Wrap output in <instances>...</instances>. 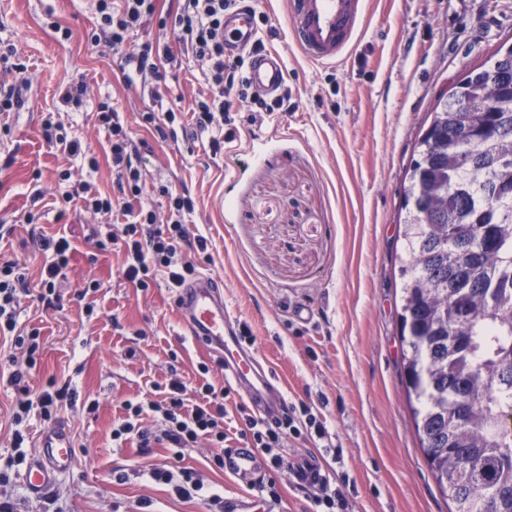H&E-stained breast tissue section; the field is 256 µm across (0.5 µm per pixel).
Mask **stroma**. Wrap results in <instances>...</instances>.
Returning a JSON list of instances; mask_svg holds the SVG:
<instances>
[{"label":"stroma","instance_id":"35a3bbf8","mask_svg":"<svg viewBox=\"0 0 512 512\" xmlns=\"http://www.w3.org/2000/svg\"><path fill=\"white\" fill-rule=\"evenodd\" d=\"M267 24L257 27L267 49L286 65L289 112L234 111L235 138L213 156L207 137L186 128L160 141L141 115L154 101L141 82L127 83L120 55L90 46L92 0H0V43L12 44L27 65L22 110L0 132V258L24 264L29 291L20 323L40 330L44 352L29 385L74 379L95 412L62 409L74 440L71 471L50 489L64 512H213L204 499L183 500L171 486L142 476L143 466L168 465L163 445L139 447L112 438L128 400L152 399L155 386L177 369L187 387L202 378L223 388L216 355L185 336L174 293L165 285L140 290L123 280L122 256L96 247L112 218L53 199L69 188L59 175L72 161L44 137L42 119L54 112L93 151L96 170L80 179L111 195L114 175L108 133L98 105L123 114L139 143L144 201L167 218L157 183L188 189L195 200L191 234L208 240L210 261L199 264L224 291V307L254 337V348L287 384L289 404L307 405L324 422L325 438H289V466L266 483L242 490L211 462L206 443L185 449L180 468L223 497L250 493L274 512H331L316 507L318 486L298 484L292 468L314 459L338 505L332 512H450L427 467L407 403L396 309L401 250L397 239L405 174L417 136L442 92L512 44V0H367L366 23L344 59L311 65L287 29L285 0H253ZM69 28L59 39L47 25ZM84 80L79 108L58 101L65 80ZM171 99L191 109L208 92L191 57L169 71ZM50 205L37 223L26 216L31 195ZM67 236L72 258L61 307L39 299L43 256L33 235ZM100 287L88 293L84 287ZM311 309L309 320L295 308ZM210 368L201 376L200 364ZM125 481H117L115 473Z\"/></svg>","mask_w":512,"mask_h":512}]
</instances>
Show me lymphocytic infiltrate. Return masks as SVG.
Listing matches in <instances>:
<instances>
[{
	"label": "lymphocytic infiltrate",
	"instance_id": "obj_1",
	"mask_svg": "<svg viewBox=\"0 0 512 512\" xmlns=\"http://www.w3.org/2000/svg\"><path fill=\"white\" fill-rule=\"evenodd\" d=\"M238 0H184L180 12L172 16L157 17L155 0H95L96 22L99 32L110 35L112 46L124 45L130 35L145 22L157 20L160 26L170 28L180 43L190 46L196 61L205 65L204 75L211 87L208 97L196 101L192 110V122L197 131L209 134L212 153H220L224 146V127L230 124V112L234 100L249 101L258 112L288 111L287 96L268 99L253 93L246 76L244 58H227L224 55V13L235 7ZM136 61L139 73L150 76L156 83L154 97L158 109L142 116L161 140L175 138L177 128L182 125V113L178 105H164L168 94L166 67L176 57L171 47H157L144 42L129 55ZM100 121L108 132L112 153V166L116 172V188L111 196H90L89 184H81L82 192L89 198L85 207L95 213L122 217L118 230L106 233L98 240V249L119 248L124 255L122 276L139 288H150L157 280H164L167 287L174 288L192 278L198 271L197 258L208 250L205 236L190 235L185 222L186 215L195 210V201L190 192L168 185L158 188L166 198L169 218L159 223L154 209L141 205L145 185L137 161L138 148L130 131L122 123L118 112L109 105H101ZM37 249L45 262L40 274V295L58 298L65 271L71 260V243L63 236H39ZM28 290V276L23 267L14 261L0 262V335L12 336L15 348L23 357L12 360L8 381L11 385L25 383L37 364L40 352V333L31 330L28 334L17 331L20 297ZM228 389H216L209 382L194 390H187L180 379L170 380L159 393L158 399L148 402H125V415L120 424L112 429L116 441L129 436L146 438L143 428L146 415H154L159 426L155 440L167 445L173 459H180L183 449L194 447L199 441H208L213 450V463L224 464V420L227 416ZM80 392L71 381L57 382L49 379L36 391H25L12 408L11 423L14 427L11 446L17 451V460H24L22 448L26 442L25 430L32 417L51 421L61 408H76ZM244 422L239 436L243 443L261 449L268 455L271 469L280 470L287 461L279 452L288 435L298 434L295 424L297 416H305L304 427L316 434H323L324 426L312 415L310 408H289L287 415L276 421L256 417L239 408ZM146 474L152 480L171 485L182 499L208 495L216 508H223L224 500L218 494H206L201 481L192 473L173 466L152 467Z\"/></svg>",
	"mask_w": 512,
	"mask_h": 512
}]
</instances>
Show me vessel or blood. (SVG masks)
<instances>
[{"instance_id":"obj_1","label":"vessel or blood","mask_w":512,"mask_h":512,"mask_svg":"<svg viewBox=\"0 0 512 512\" xmlns=\"http://www.w3.org/2000/svg\"><path fill=\"white\" fill-rule=\"evenodd\" d=\"M365 14L366 0H288L292 39L303 56L316 65L336 63L345 57L362 28ZM224 32L229 36L228 53L245 52L255 37L250 12L241 7L225 13ZM247 79L254 91L275 94L286 80L282 57L267 52L254 58ZM175 305L188 334L223 360L227 382L244 390L254 404L285 402L286 396L271 367L262 364L252 347L242 343L239 325L225 312L224 295L211 275L199 274L189 279L176 290ZM72 464L69 429L57 424L43 430L23 475L27 493L46 492L59 475L71 470ZM224 469L247 486L257 485L267 475L260 453L253 448L229 450Z\"/></svg>"}]
</instances>
